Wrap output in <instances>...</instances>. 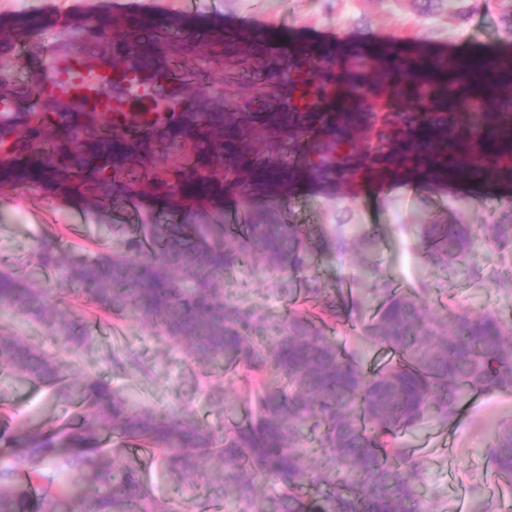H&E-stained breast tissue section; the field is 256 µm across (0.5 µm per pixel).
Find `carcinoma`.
Wrapping results in <instances>:
<instances>
[{"mask_svg": "<svg viewBox=\"0 0 512 512\" xmlns=\"http://www.w3.org/2000/svg\"><path fill=\"white\" fill-rule=\"evenodd\" d=\"M111 26L108 18L84 21L77 25L78 44L47 48L32 43L30 24L0 18L1 57L28 48L37 59L109 64L114 77L107 93L119 107L131 77L141 73L149 82V106L129 109L115 125L74 96L0 68V181L62 193L76 183L89 207L103 205L118 186L133 193L142 182L182 218L157 224L147 210L141 233L110 252L65 258L57 242L42 240L21 261L26 273L0 267V306L43 323L70 353L92 348L85 316L57 309L58 293L35 279L52 273L110 316L148 320L157 338L184 345L196 362L243 367L254 411L249 423L218 433L182 407L137 404L110 383L77 376L69 361L0 325V377L41 384L73 408L47 432L31 431L24 419L0 422V445L9 449L0 459V512H177L163 505L139 468L116 464L129 444L148 449L186 499L230 496L236 512H262L258 485L269 481L276 482L273 512H442L426 495L425 467L400 447L399 435L454 420L471 391L511 393L512 323L489 311L433 316L432 282L402 292L367 264L380 297L372 314L345 300L318 312L296 309L273 326L259 311L224 297V272L258 253L277 293L320 291L309 257L324 250L294 222L276 184L261 178L266 165L290 186L303 178L354 185L396 167L428 168L441 179L489 170L512 181V101L498 93L512 86V56L492 58L490 83L480 55L464 64L415 57L419 39L413 37L372 48V57L402 73L393 87L405 108L389 112L378 95L359 112L356 93L339 94L317 74V66L350 49L295 48L281 69L288 94L258 85L248 103L258 101L259 111L288 122L293 142L315 134L316 143L223 167L213 157L224 155L226 127L241 115L224 113V106H238L239 89L224 75L221 29L208 28L201 42L188 21L155 28L129 23L119 56ZM158 43L167 44V59L156 70ZM202 51L205 65L182 72L183 58ZM155 149L166 154V164L147 163ZM226 193L245 202V223L195 222L197 202L221 203ZM228 236L236 248L226 247ZM473 236L472 224L434 221L421 227L420 252L436 268L478 279ZM489 241L512 253V214L508 223L493 225ZM375 244V235L348 224L336 225L332 238L336 253ZM335 321L360 326L352 348L326 335ZM367 346L394 359L368 371L358 359ZM109 361L151 373L131 352H114ZM112 439L118 443L109 448ZM486 454L512 490V420L495 428Z\"/></svg>", "mask_w": 512, "mask_h": 512, "instance_id": "carcinoma-1", "label": "carcinoma"}]
</instances>
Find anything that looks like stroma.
Here are the masks:
<instances>
[{
	"instance_id": "stroma-1",
	"label": "stroma",
	"mask_w": 512,
	"mask_h": 512,
	"mask_svg": "<svg viewBox=\"0 0 512 512\" xmlns=\"http://www.w3.org/2000/svg\"><path fill=\"white\" fill-rule=\"evenodd\" d=\"M73 3L0 0V17L35 21L45 12H52L56 24L36 28V40L69 45L78 38L71 22ZM107 12L120 23L133 13L197 19L221 26L227 33L246 30L259 17L287 28L307 49L319 46L324 34L345 37L359 45L388 43L415 34L431 56L459 47L473 55H512V38L506 36L503 23L512 15V0H484L479 11L458 13L437 4L426 14L417 0H116ZM321 76L329 83L359 89L367 102L373 92L387 90L395 72L370 57L362 61L348 57L322 68ZM280 195L294 197L297 221L307 225L313 237L328 236L332 225L339 222L377 232L370 259L381 276L391 285L409 289L417 287L420 279H432L437 287L429 302L432 314L452 318L483 310L501 316L512 312V277L498 273L499 258L487 244L491 225L504 222L512 212V188L499 184L495 175H486L485 188L479 195L472 193L463 175L450 182L429 181L421 192L412 195L394 185L377 192L371 202L356 188L311 183L293 190L281 189ZM1 197L7 198L8 204L0 207V260L8 262L25 255L44 239L57 240L66 251L111 246L108 225H124L126 235H133L143 202L141 196L117 193L104 208L93 211L72 196L59 197L0 183ZM431 220L475 225L481 242L476 259L494 269V276L478 285L460 273L441 271L425 262L418 246V227ZM358 263V256L352 252L313 255L311 270L317 276L320 292L307 302V309L317 311L335 305L339 283L345 279L352 282L355 299L365 308L374 307L377 300L372 283L361 277ZM224 291L261 311L272 322L288 318L290 303L276 293L259 256L249 258L246 268L226 272ZM68 306L88 314L95 338L93 349L73 356L75 372L110 381L131 400L149 406L182 403L196 421L213 428L224 425L229 418L242 423L250 417L252 406L242 376L220 368L205 372L184 346L158 340L147 320L92 313L90 305L76 293L69 296ZM116 348L136 352L152 362L154 374L146 377L112 367L107 357ZM206 380L234 401L232 414H225L202 390ZM49 400L48 393L33 383L0 389V415L28 417L33 427L47 430L56 426L64 414L62 407L50 405ZM510 419L512 393L470 394L454 422L426 427L415 437H402L403 446L415 448L417 457L423 460L428 487L446 512H477L486 502L493 503L496 512H512V491L500 485L484 452L490 437L489 422Z\"/></svg>"
}]
</instances>
